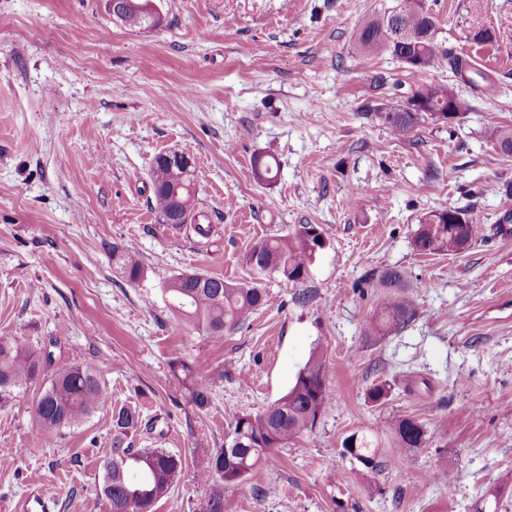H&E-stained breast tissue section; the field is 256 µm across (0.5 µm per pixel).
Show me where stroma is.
I'll return each mask as SVG.
<instances>
[{"label": "stroma", "mask_w": 512, "mask_h": 512, "mask_svg": "<svg viewBox=\"0 0 512 512\" xmlns=\"http://www.w3.org/2000/svg\"><path fill=\"white\" fill-rule=\"evenodd\" d=\"M396 2L156 0L163 25L132 30L102 0H0V336L57 339L56 359L94 364L112 400L48 445L32 417L45 380L0 403V512L29 498L96 512L124 405L160 428L135 447L184 458L156 512H196L212 492L195 477L204 449L223 447L236 413L285 394L318 347L331 404L311 433L225 485L224 512H473L493 484L512 512V155L485 135L512 127V0H425L439 40L495 80L492 96L447 69L364 52L361 20ZM480 29L492 42L473 41ZM380 73L391 81L377 90ZM430 83L471 109L406 137L373 116ZM174 152L192 162L209 238L163 224L152 201L154 161ZM259 156L277 159L275 179L256 178ZM444 208L473 209L482 237L420 254L414 231ZM302 224L326 242L305 285L263 279L264 305L219 343L179 325L161 295L169 279L251 284L244 253ZM115 244L141 260L138 283L116 272ZM391 268L406 272L418 315L378 341L366 333L385 296L374 277ZM178 358L208 381L206 408L173 376ZM379 384L389 393L375 403ZM397 415L422 422L428 443L369 480L343 443L373 434L388 450ZM442 468L452 485L431 481Z\"/></svg>", "instance_id": "1"}]
</instances>
